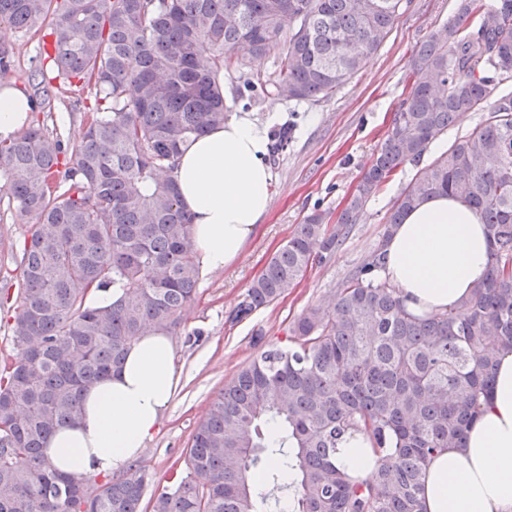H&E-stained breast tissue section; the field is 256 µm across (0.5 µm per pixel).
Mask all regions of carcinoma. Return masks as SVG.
I'll return each mask as SVG.
<instances>
[{"label": "carcinoma", "mask_w": 512, "mask_h": 512, "mask_svg": "<svg viewBox=\"0 0 512 512\" xmlns=\"http://www.w3.org/2000/svg\"><path fill=\"white\" fill-rule=\"evenodd\" d=\"M403 0H0V24L45 32L50 66L31 75V103L55 85L90 89V116L64 146L40 124L0 140V191L34 218L11 323L15 356L0 368V512H143L151 476L99 481L57 470L45 444L78 416V398L124 360L150 324L169 332L197 297L192 224L174 178L180 146L224 124L221 71L275 95L327 98L391 32ZM288 36L282 37L283 24ZM278 52L274 77L244 72ZM412 87L331 229L305 217L268 260L235 319L288 293L331 253L366 201L463 112L489 117L417 170L387 224L423 197L469 202L485 224L492 268L455 310L408 314L378 278L372 252L329 306L308 308L288 346L262 351L224 384L194 429L184 468L150 512H422L426 466L463 446L488 400L498 355L512 350V0H458L457 12L408 63ZM119 288L108 305L94 291ZM366 434L368 481L336 467L342 437ZM277 466L265 468V461ZM262 477V488L251 477Z\"/></svg>", "instance_id": "cac0c4a2"}]
</instances>
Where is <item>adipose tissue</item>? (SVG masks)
I'll list each match as a JSON object with an SVG mask.
<instances>
[{"label":"adipose tissue","mask_w":512,"mask_h":512,"mask_svg":"<svg viewBox=\"0 0 512 512\" xmlns=\"http://www.w3.org/2000/svg\"><path fill=\"white\" fill-rule=\"evenodd\" d=\"M30 111L19 89L0 87V137H13ZM268 140L247 117L233 116L189 141L177 160L180 204L192 218L201 275L230 267L267 215L272 177ZM379 276L395 288L416 317L446 314L467 300L490 270L484 224L464 200L424 199L393 227ZM181 382L174 342L164 331L143 329L121 368L85 390L80 414L47 442L60 470L79 475L120 474L140 459L159 431ZM376 455L367 436L354 434L336 453L337 467L370 479ZM423 512H512V352L503 351L483 411L466 445L447 448L425 472Z\"/></svg>","instance_id":"obj_1"}]
</instances>
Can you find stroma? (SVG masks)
Segmentation results:
<instances>
[{
	"mask_svg": "<svg viewBox=\"0 0 512 512\" xmlns=\"http://www.w3.org/2000/svg\"><path fill=\"white\" fill-rule=\"evenodd\" d=\"M455 12L456 0H406L393 29L360 72L333 96L318 101L248 92L238 77H225L231 112L249 117L269 135L288 129L290 141L267 159L273 196L258 233L227 270L199 279L197 300L173 333L181 385L161 431L138 462L152 476L151 490L162 489L172 471L183 466L191 434L225 382L261 349L286 346L291 324L308 307L328 304L382 240L386 218L415 166H406L371 197L330 259L309 267L284 297L234 321L246 290L304 217L323 212L327 224L335 225L410 93L408 62L415 46L442 29ZM0 45L14 53L12 69L0 72V84L26 89L29 72L40 63L37 34L0 25ZM56 97L62 107L38 118L70 148L83 136L84 114L81 107L69 106L67 91H57Z\"/></svg>",
	"mask_w": 512,
	"mask_h": 512,
	"instance_id": "obj_1",
	"label": "stroma"
}]
</instances>
